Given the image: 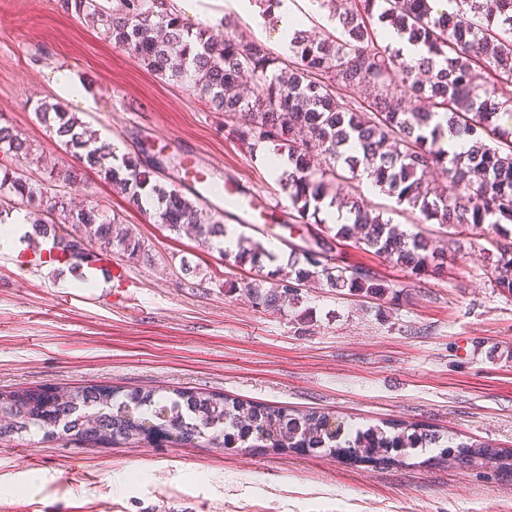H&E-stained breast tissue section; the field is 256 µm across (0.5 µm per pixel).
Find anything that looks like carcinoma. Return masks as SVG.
Wrapping results in <instances>:
<instances>
[{
  "mask_svg": "<svg viewBox=\"0 0 512 512\" xmlns=\"http://www.w3.org/2000/svg\"><path fill=\"white\" fill-rule=\"evenodd\" d=\"M60 0L66 13L101 23L105 37L132 53L151 73L186 84L204 96L210 109L224 113V125L247 149L270 144L288 160L283 171L291 219L307 225L323 207L347 215V223L314 226L288 243V271L266 274L269 287L242 282L262 307L296 302L299 290L319 282L336 291L382 300L391 287L362 266L337 262V243L356 238L367 251L384 254L426 276L439 270L441 253L430 241L409 233L371 208L359 194H343L336 181L366 178L399 204L419 212L423 222L492 226L506 238L512 225V128L499 124L512 106V0H318L341 26L319 39L298 31L292 53L282 59L268 47L235 32L215 34L192 27L170 0ZM394 28L426 53L404 59L378 40L372 18ZM249 73L247 95L237 91ZM369 88L357 101L346 91ZM80 165L62 168L64 186L92 171L141 206L149 196L153 218L179 233L192 226L204 244L224 237V225L197 198L155 179L161 166L145 152L117 156L110 142L88 135L89 128L57 103L36 108ZM462 136L469 148L448 154L445 132ZM0 152L18 161L33 155L32 145L0 125ZM14 196L20 206L41 214L33 224L58 234L55 262L77 268L89 260L145 255L142 240L117 232L116 219L96 204L69 206L60 190L0 168V201ZM86 242L81 246L76 235ZM268 250L259 242L239 246L235 263L261 266ZM500 288L512 293V241L500 246L495 267ZM34 435L40 442L81 439L92 447L140 439L188 442L203 439L216 448H268L274 452L326 450L365 463H405L428 448L435 459L455 454L470 462L499 458L512 466V449L453 441L436 429L398 422L348 429L327 411H290L219 393L86 385L65 392L52 388L0 391V441Z\"/></svg>",
  "mask_w": 512,
  "mask_h": 512,
  "instance_id": "1",
  "label": "carcinoma"
}]
</instances>
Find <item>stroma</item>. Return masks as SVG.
I'll return each mask as SVG.
<instances>
[{"label":"stroma","instance_id":"35a3bbf8","mask_svg":"<svg viewBox=\"0 0 512 512\" xmlns=\"http://www.w3.org/2000/svg\"><path fill=\"white\" fill-rule=\"evenodd\" d=\"M193 26L274 47L277 16L261 25L234 0H199ZM68 70L93 101L77 116L112 142L207 170L250 187L268 206L258 229L228 215L230 241H266L291 209L270 172L272 146L243 147L193 89L151 74L91 21L59 0H0V124L14 126L41 163L76 165L35 113L59 101L53 77ZM374 208L443 249L445 262L415 277L355 240L340 262L369 268L400 299L394 305L310 283L295 305L252 304L241 281L286 266L289 248L262 269L234 265L194 233L155 224L95 174L65 187L73 204L99 205L141 237L148 259L113 253L136 285L128 299L78 287L77 276L0 251V389L108 385L223 393L291 410L317 408L352 426L414 422L459 441L512 448V295L495 282L499 236L491 227L414 224L394 198L359 185ZM0 512H512V474L451 460L436 465L353 463L314 451L223 450L204 443L139 441L109 448L17 440L0 443Z\"/></svg>","mask_w":512,"mask_h":512}]
</instances>
